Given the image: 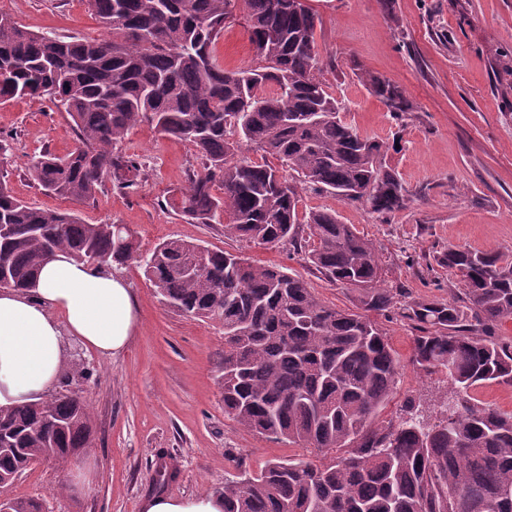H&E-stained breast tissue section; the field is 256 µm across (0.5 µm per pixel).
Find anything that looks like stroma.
Returning a JSON list of instances; mask_svg holds the SVG:
<instances>
[{"label": "stroma", "mask_w": 512, "mask_h": 512, "mask_svg": "<svg viewBox=\"0 0 512 512\" xmlns=\"http://www.w3.org/2000/svg\"><path fill=\"white\" fill-rule=\"evenodd\" d=\"M320 17L316 41L329 92L343 100L341 119L385 142L410 194L406 207L382 217L331 193L304 190L300 212L330 210L374 243L384 261V285L406 288L416 300H444L458 288L447 269L429 268L451 246L495 250L512 257V0H307ZM0 12L23 28L61 36L104 37L108 31L85 0H0ZM243 0L216 45L225 68L250 65L252 46ZM402 86L414 109L403 121L369 93L362 72ZM0 134L10 150L0 174L19 199L78 214L91 224H123L141 253L184 239L273 264L302 275L319 299L358 310V293L306 268L289 244L270 248L225 236L218 223L195 224L176 203L201 161L184 143L149 123L132 129L120 147L138 156L144 174L132 189L105 181L90 201L47 193L30 169L42 151L62 156L77 144L66 112L47 99L0 106ZM137 300V326L127 349L114 356L80 350L92 375L77 385L93 415L94 442L82 470L41 463L9 487L13 498H38L46 512H140L155 490V464L173 459L169 493L219 492L242 471L271 462L308 458L306 449L258 436L224 411V328L166 306L139 264L117 267ZM380 324L400 362L397 390L379 411V423L397 418L408 400L438 416L448 387L444 374L425 375L411 364V326Z\"/></svg>", "instance_id": "1"}]
</instances>
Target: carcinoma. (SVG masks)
<instances>
[{"instance_id": "cac0c4a2", "label": "carcinoma", "mask_w": 512, "mask_h": 512, "mask_svg": "<svg viewBox=\"0 0 512 512\" xmlns=\"http://www.w3.org/2000/svg\"><path fill=\"white\" fill-rule=\"evenodd\" d=\"M245 3L254 64L233 71L215 55L233 0H87L112 30L98 39L32 32L0 13V104L47 96L67 112L78 146L33 158L31 170L48 192L77 201L95 198L106 175L120 189L137 185L141 162L116 150L136 126L186 143L201 159L180 201L187 220L208 224L221 212L227 237L290 243L325 279L357 290L362 312L320 301L298 274L183 239L144 258L127 228L28 205L4 181L0 224L11 231L0 235V280L25 291L59 251L107 268L136 260L166 304L224 326V411L258 435L332 455L225 481L224 512H512V413L477 398L485 383H512V342L496 337L512 320V260L451 246L435 262L459 277L460 294L406 301L403 289L380 287L381 257L354 225L328 210L299 215L308 187L381 216L409 194L382 164L396 145L342 121L344 102L319 78L318 15L297 0ZM362 78L394 117L413 111L400 85ZM240 142L297 178L236 158ZM372 313L413 325L411 363L448 374L440 406L454 403L453 421H428L410 400L398 419L374 422L399 360ZM92 441L77 395L0 408V477L45 455L64 465Z\"/></svg>"}]
</instances>
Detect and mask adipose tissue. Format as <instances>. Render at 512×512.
Masks as SVG:
<instances>
[{
    "mask_svg": "<svg viewBox=\"0 0 512 512\" xmlns=\"http://www.w3.org/2000/svg\"><path fill=\"white\" fill-rule=\"evenodd\" d=\"M135 329L136 301L121 276L57 253L39 270L34 288L0 290V406L38 401L58 385L68 340L114 355ZM141 512H224V499L154 493Z\"/></svg>",
    "mask_w": 512,
    "mask_h": 512,
    "instance_id": "ef3b65f1",
    "label": "adipose tissue"
}]
</instances>
